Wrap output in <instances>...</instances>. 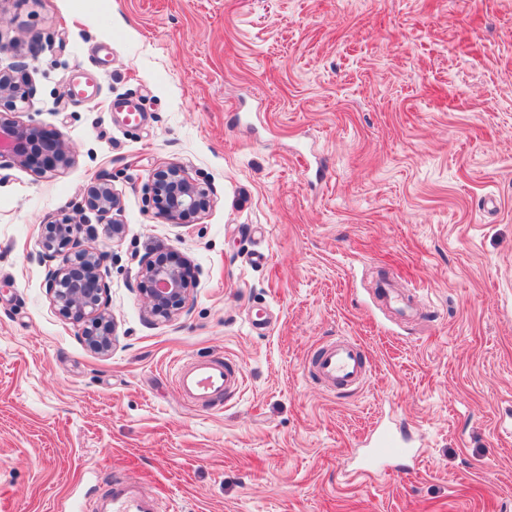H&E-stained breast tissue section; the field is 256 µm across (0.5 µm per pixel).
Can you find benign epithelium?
<instances>
[{"label": "benign epithelium", "instance_id": "1", "mask_svg": "<svg viewBox=\"0 0 512 512\" xmlns=\"http://www.w3.org/2000/svg\"><path fill=\"white\" fill-rule=\"evenodd\" d=\"M25 64L0 69V100L26 103L29 100ZM36 172L45 173L73 162V154L58 134L36 124H20L7 112L0 113V158ZM152 191L160 217L181 224L210 205L208 194L175 166L152 174ZM82 210L98 218L120 210V199L112 186L100 182L88 189ZM86 224L68 219L45 225L42 260L59 263L48 268L47 292L58 313L81 329L84 343L99 354L112 349L115 322L105 299V254L85 248L80 235ZM192 270L186 258L170 251L142 262L138 292L150 317L170 319L190 300Z\"/></svg>", "mask_w": 512, "mask_h": 512}]
</instances>
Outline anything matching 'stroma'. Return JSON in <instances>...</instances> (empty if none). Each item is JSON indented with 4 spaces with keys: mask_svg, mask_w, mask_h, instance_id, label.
I'll use <instances>...</instances> for the list:
<instances>
[{
    "mask_svg": "<svg viewBox=\"0 0 512 512\" xmlns=\"http://www.w3.org/2000/svg\"><path fill=\"white\" fill-rule=\"evenodd\" d=\"M20 61L0 110L74 162L0 160V512H89L116 478L178 512H512V0H0ZM172 165L211 200L187 224L152 200ZM101 179L118 238L79 211ZM65 216L106 255L105 355L47 293ZM170 250L196 285L150 318L141 264ZM339 336L355 393L306 370ZM224 357L241 389L187 401L176 364ZM384 429L411 455L356 476ZM26 65L19 63L11 66L7 71L0 69V101L7 99L11 106H15L16 101L26 103L29 100L28 91L24 88L27 85Z\"/></svg>",
    "mask_w": 512,
    "mask_h": 512,
    "instance_id": "35a3bbf8",
    "label": "stroma"
}]
</instances>
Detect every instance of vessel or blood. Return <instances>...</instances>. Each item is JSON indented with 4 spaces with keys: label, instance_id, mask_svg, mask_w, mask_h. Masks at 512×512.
I'll return each instance as SVG.
<instances>
[{
    "label": "vessel or blood",
    "instance_id": "obj_1",
    "mask_svg": "<svg viewBox=\"0 0 512 512\" xmlns=\"http://www.w3.org/2000/svg\"><path fill=\"white\" fill-rule=\"evenodd\" d=\"M309 371L324 384L339 392H353L366 378V358L353 342L339 339L318 348ZM242 371L230 360H201L181 365L176 383L190 401L211 406L224 396L238 391ZM92 512H165L158 497L145 493L137 485L115 481L94 502Z\"/></svg>",
    "mask_w": 512,
    "mask_h": 512
}]
</instances>
